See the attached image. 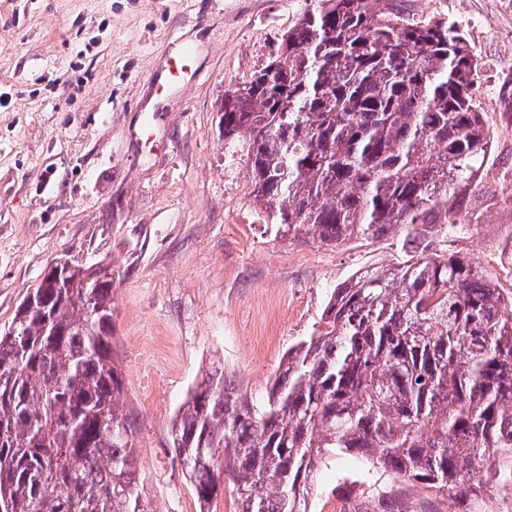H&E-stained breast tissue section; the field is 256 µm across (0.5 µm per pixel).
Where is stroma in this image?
Wrapping results in <instances>:
<instances>
[{"label": "stroma", "instance_id": "35a3bbf8", "mask_svg": "<svg viewBox=\"0 0 512 512\" xmlns=\"http://www.w3.org/2000/svg\"><path fill=\"white\" fill-rule=\"evenodd\" d=\"M312 0H0V332L52 261L112 270L124 398L143 496L200 512L172 419L209 365L259 396L288 346L356 272L408 258L399 236L288 240L253 203L246 149L226 147L228 90L277 54ZM412 22L458 28L491 150L469 223L429 251L458 254L512 296V0H396ZM192 46L196 79L164 85ZM364 459L314 473L310 512H376Z\"/></svg>", "mask_w": 512, "mask_h": 512}]
</instances>
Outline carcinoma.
<instances>
[{"mask_svg": "<svg viewBox=\"0 0 512 512\" xmlns=\"http://www.w3.org/2000/svg\"><path fill=\"white\" fill-rule=\"evenodd\" d=\"M478 70L445 22L410 23L393 0H314L224 97V141L248 144L254 204L290 240L461 230L489 148ZM112 295L102 267L72 262L0 334V512H154ZM171 437L203 508L227 483L236 512H309L317 464L344 453L367 461L374 491L394 475L487 512L512 496V298L423 249L357 272L265 395L213 365Z\"/></svg>", "mask_w": 512, "mask_h": 512, "instance_id": "carcinoma-1", "label": "carcinoma"}]
</instances>
